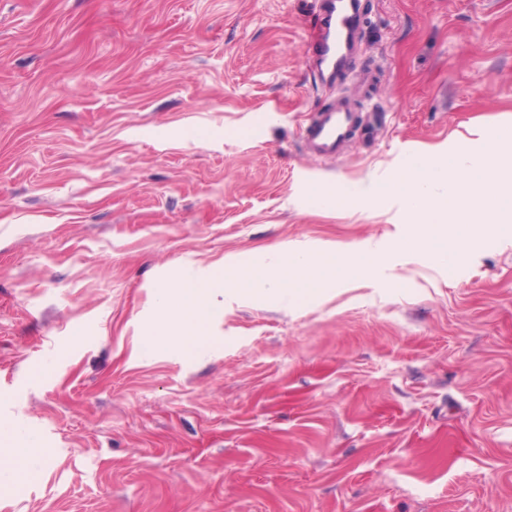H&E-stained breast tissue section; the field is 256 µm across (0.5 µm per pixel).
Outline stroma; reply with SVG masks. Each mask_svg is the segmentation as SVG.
<instances>
[{
    "label": "stroma",
    "mask_w": 512,
    "mask_h": 512,
    "mask_svg": "<svg viewBox=\"0 0 512 512\" xmlns=\"http://www.w3.org/2000/svg\"><path fill=\"white\" fill-rule=\"evenodd\" d=\"M362 9L367 133L323 160L309 0H0V427L36 468L0 512H512V244L450 273L361 198L512 126V0ZM371 243L360 278L152 346L188 276Z\"/></svg>",
    "instance_id": "35a3bbf8"
}]
</instances>
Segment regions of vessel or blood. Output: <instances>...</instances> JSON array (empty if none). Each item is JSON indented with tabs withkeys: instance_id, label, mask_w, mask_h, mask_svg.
Masks as SVG:
<instances>
[{
	"instance_id": "obj_1",
	"label": "vessel or blood",
	"mask_w": 512,
	"mask_h": 512,
	"mask_svg": "<svg viewBox=\"0 0 512 512\" xmlns=\"http://www.w3.org/2000/svg\"><path fill=\"white\" fill-rule=\"evenodd\" d=\"M358 0H317L307 38L306 63L324 85L337 88L352 66ZM362 127V116L344 96L310 113L300 128L307 150L321 159L343 154Z\"/></svg>"
}]
</instances>
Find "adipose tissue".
I'll return each mask as SVG.
<instances>
[{
	"label": "adipose tissue",
	"instance_id": "ef3b65f1",
	"mask_svg": "<svg viewBox=\"0 0 512 512\" xmlns=\"http://www.w3.org/2000/svg\"><path fill=\"white\" fill-rule=\"evenodd\" d=\"M383 253V247L376 244L356 252L280 254L246 266L224 262L206 276L186 278L177 288L163 294L160 306L165 317L153 331V345L158 349L196 348L219 312L217 295L251 298L264 294L294 300L315 297L325 289L363 276ZM20 441L17 435L0 437V482H20L34 472Z\"/></svg>",
	"mask_w": 512,
	"mask_h": 512
}]
</instances>
